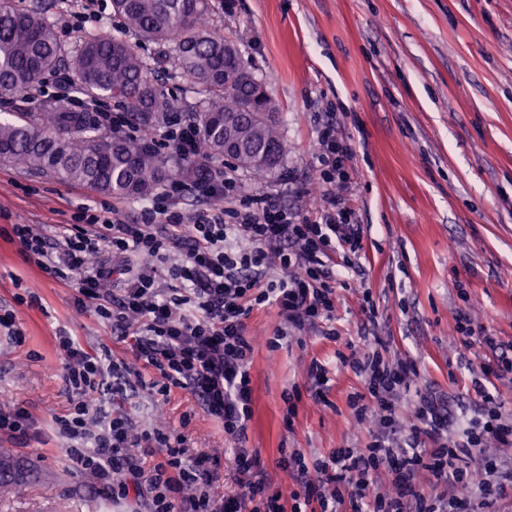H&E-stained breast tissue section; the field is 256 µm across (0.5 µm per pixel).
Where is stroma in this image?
<instances>
[{"mask_svg": "<svg viewBox=\"0 0 512 512\" xmlns=\"http://www.w3.org/2000/svg\"><path fill=\"white\" fill-rule=\"evenodd\" d=\"M84 2L78 17L70 0H24L56 20L63 46L101 31L146 58L170 54L123 30L112 0ZM209 16L212 31L265 81L287 149V178L243 172L245 192L276 194L292 212L307 213L322 183L318 128L332 117L351 151L349 195L364 230L366 274L336 291L337 338L311 330L299 341L279 340L276 308L250 315L258 344L244 446L257 450L272 490L284 494L282 449L313 458L342 446L351 432L348 399L364 384L341 359L349 343L371 334L386 338L390 360L417 365L413 394L447 391L449 431L462 437L481 417L474 381L496 356L466 346L457 318L512 344V0H211ZM147 204L0 163V306L13 307L24 334L19 344L0 337V409L23 405L37 421L28 439L0 435V471L10 477L0 512H146L141 499L99 493L50 422L68 404L59 331L91 349L109 347L131 370L142 365L94 311L77 312L76 288L30 262L11 227L47 232L71 223L79 208L112 205L133 223ZM362 287L376 319L361 310ZM18 293L35 294L37 304H16ZM315 360L331 378L320 399L308 384ZM292 390L299 398L291 408L284 396ZM119 407L137 428L176 430L187 453L216 460L215 497L238 494L235 443L190 395L140 390Z\"/></svg>", "mask_w": 512, "mask_h": 512, "instance_id": "obj_1", "label": "stroma"}]
</instances>
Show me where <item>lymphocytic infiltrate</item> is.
I'll use <instances>...</instances> for the list:
<instances>
[{
    "label": "lymphocytic infiltrate",
    "mask_w": 512,
    "mask_h": 512,
    "mask_svg": "<svg viewBox=\"0 0 512 512\" xmlns=\"http://www.w3.org/2000/svg\"><path fill=\"white\" fill-rule=\"evenodd\" d=\"M183 158L200 153L193 122L171 124L150 137ZM323 187L311 214L289 212L277 196L246 195L236 168L204 169L191 182L174 177L141 220L129 224L116 210H79L59 234L31 225L12 227L26 255L64 284L77 283V311L94 310L113 336L129 342L153 379L133 375L109 349L93 352L67 332L56 341L71 394L54 416L68 455L114 499L146 494L149 512H462L471 499L492 507L512 489V466L487 453L489 441L512 444V413L503 412L486 379L512 372V357L483 370L474 390L483 418L464 439L448 432V399L419 396L411 419L398 406L419 376L409 360L390 361L379 336L361 337L352 357L365 391L351 402L355 442L307 463L300 451L280 462L292 489L291 505L270 492L256 450L235 451L241 493L214 498L207 456L187 455L180 435L165 428L137 429L129 414L109 413L101 400L138 387L166 397L181 390L241 440L252 417L250 365L255 340L247 321L260 305L277 308L278 337L326 325L336 337V286L344 275L363 277L360 225L344 190L351 155L326 122L317 140ZM195 205L179 207L183 196ZM223 200L220 208L212 200ZM121 276L120 287L106 289ZM480 461L484 478L470 465Z\"/></svg>",
    "instance_id": "f902f5d3"
}]
</instances>
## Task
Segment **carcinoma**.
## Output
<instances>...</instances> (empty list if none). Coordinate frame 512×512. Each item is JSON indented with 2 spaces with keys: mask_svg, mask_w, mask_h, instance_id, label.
Wrapping results in <instances>:
<instances>
[{
  "mask_svg": "<svg viewBox=\"0 0 512 512\" xmlns=\"http://www.w3.org/2000/svg\"><path fill=\"white\" fill-rule=\"evenodd\" d=\"M208 0H112V14L143 42L173 44L176 67L202 86L201 156L172 167L140 139L104 132L97 115L66 100L38 112L0 117V162L25 173L86 184L118 197H146L184 170L225 155L254 175L279 172L286 146L269 96L255 97L266 83L242 62L237 48L205 23ZM66 61L70 78L84 95L117 99L130 121L144 130L170 120L174 101L159 84L154 64L122 38L86 33L63 48L56 23L37 7L0 0V94L19 97Z\"/></svg>",
  "mask_w": 512,
  "mask_h": 512,
  "instance_id": "cac0c4a2",
  "label": "carcinoma"
}]
</instances>
